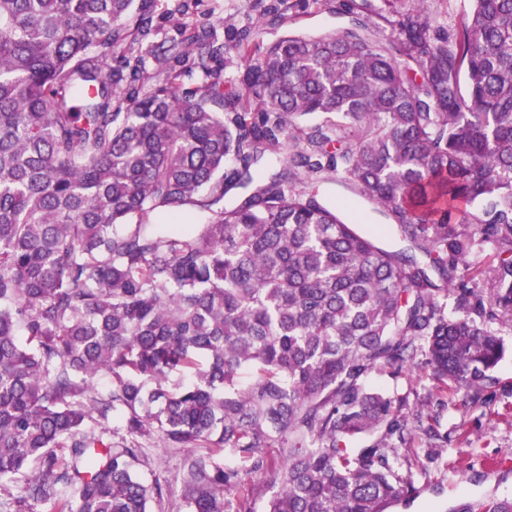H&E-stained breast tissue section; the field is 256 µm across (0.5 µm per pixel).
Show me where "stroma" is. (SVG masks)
Segmentation results:
<instances>
[{"label": "stroma", "instance_id": "obj_1", "mask_svg": "<svg viewBox=\"0 0 512 512\" xmlns=\"http://www.w3.org/2000/svg\"><path fill=\"white\" fill-rule=\"evenodd\" d=\"M243 27L255 22V0H200L194 19L210 16ZM348 18L318 5L298 12L287 23L300 36L333 33ZM506 353L492 372V383L478 397L466 391L435 387L426 372L393 377L375 372L366 379L372 389L406 398L409 410L429 413L434 437L419 441L426 471L417 475L418 495L391 512H449L461 504L512 499V331L503 330Z\"/></svg>", "mask_w": 512, "mask_h": 512}]
</instances>
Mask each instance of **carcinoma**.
<instances>
[{
  "mask_svg": "<svg viewBox=\"0 0 512 512\" xmlns=\"http://www.w3.org/2000/svg\"><path fill=\"white\" fill-rule=\"evenodd\" d=\"M307 2L222 39L197 0H0V512H388L432 428L365 379L492 382L512 0L260 41ZM336 179L388 223L309 189Z\"/></svg>",
  "mask_w": 512,
  "mask_h": 512,
  "instance_id": "obj_1",
  "label": "carcinoma"
}]
</instances>
